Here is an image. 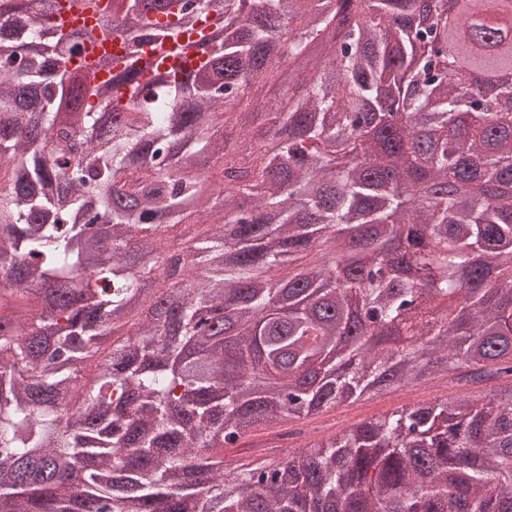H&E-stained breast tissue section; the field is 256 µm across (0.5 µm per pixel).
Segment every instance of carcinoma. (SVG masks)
<instances>
[{
  "instance_id": "carcinoma-1",
  "label": "carcinoma",
  "mask_w": 512,
  "mask_h": 512,
  "mask_svg": "<svg viewBox=\"0 0 512 512\" xmlns=\"http://www.w3.org/2000/svg\"><path fill=\"white\" fill-rule=\"evenodd\" d=\"M124 2L132 55L204 22L203 63L69 83L56 0H0V310L54 292L0 316V512H512V83L459 89L512 67V0ZM448 373L450 404L215 460Z\"/></svg>"
}]
</instances>
